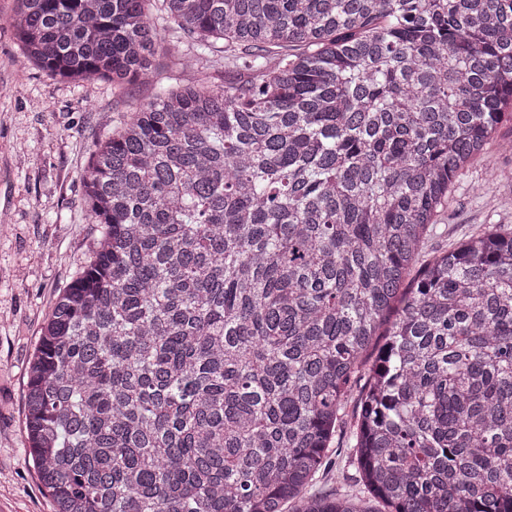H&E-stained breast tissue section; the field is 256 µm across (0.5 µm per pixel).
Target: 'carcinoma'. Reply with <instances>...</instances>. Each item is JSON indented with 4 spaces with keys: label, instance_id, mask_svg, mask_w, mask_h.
Listing matches in <instances>:
<instances>
[{
    "label": "carcinoma",
    "instance_id": "obj_1",
    "mask_svg": "<svg viewBox=\"0 0 512 512\" xmlns=\"http://www.w3.org/2000/svg\"><path fill=\"white\" fill-rule=\"evenodd\" d=\"M17 3L52 78L178 80L81 174L25 403L55 512H512V226L429 251L512 121V0Z\"/></svg>",
    "mask_w": 512,
    "mask_h": 512
}]
</instances>
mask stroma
Here are the masks:
<instances>
[{"mask_svg":"<svg viewBox=\"0 0 512 512\" xmlns=\"http://www.w3.org/2000/svg\"><path fill=\"white\" fill-rule=\"evenodd\" d=\"M16 0H0V512H53L27 451L24 431L27 367L59 291L97 235L80 183L96 142L111 133L130 103L154 88L122 92L99 81L84 86L47 76L22 55L14 36ZM488 151L498 190L472 196L484 178L474 162L457 178L432 237L453 245L485 224L512 225V158Z\"/></svg>","mask_w":512,"mask_h":512,"instance_id":"stroma-1","label":"stroma"}]
</instances>
